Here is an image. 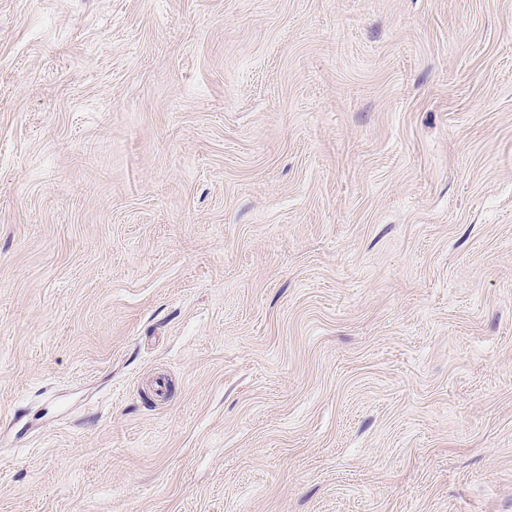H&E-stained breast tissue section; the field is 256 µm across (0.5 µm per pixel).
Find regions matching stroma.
I'll list each match as a JSON object with an SVG mask.
<instances>
[{
	"instance_id": "obj_1",
	"label": "stroma",
	"mask_w": 512,
	"mask_h": 512,
	"mask_svg": "<svg viewBox=\"0 0 512 512\" xmlns=\"http://www.w3.org/2000/svg\"><path fill=\"white\" fill-rule=\"evenodd\" d=\"M0 512H512V0H0Z\"/></svg>"
}]
</instances>
